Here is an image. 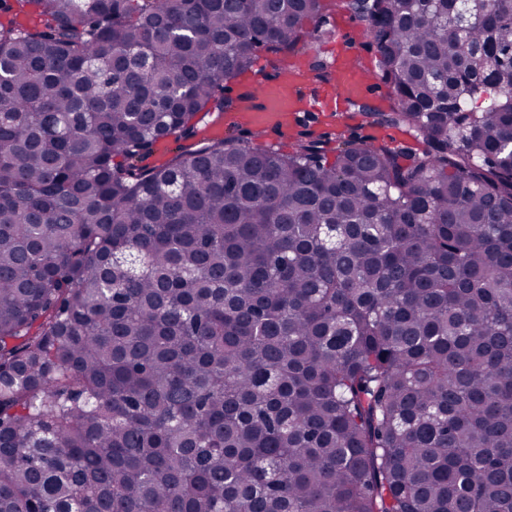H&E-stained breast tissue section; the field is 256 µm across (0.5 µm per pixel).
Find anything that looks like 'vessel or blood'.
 <instances>
[{
	"instance_id": "vessel-or-blood-1",
	"label": "vessel or blood",
	"mask_w": 512,
	"mask_h": 512,
	"mask_svg": "<svg viewBox=\"0 0 512 512\" xmlns=\"http://www.w3.org/2000/svg\"><path fill=\"white\" fill-rule=\"evenodd\" d=\"M338 35L341 48L334 63L335 78L330 84L311 86L305 67L291 65L279 80L260 82V103L244 108L237 116L238 121L285 132L299 123L302 111L331 113L338 111L340 103L376 95V82L356 69L352 56L345 50L353 38L350 24H342Z\"/></svg>"
}]
</instances>
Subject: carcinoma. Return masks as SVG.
<instances>
[{
	"mask_svg": "<svg viewBox=\"0 0 512 512\" xmlns=\"http://www.w3.org/2000/svg\"><path fill=\"white\" fill-rule=\"evenodd\" d=\"M0 512H512V0H339L372 135L155 143L322 0H0Z\"/></svg>",
	"mask_w": 512,
	"mask_h": 512,
	"instance_id": "cac0c4a2",
	"label": "carcinoma"
}]
</instances>
